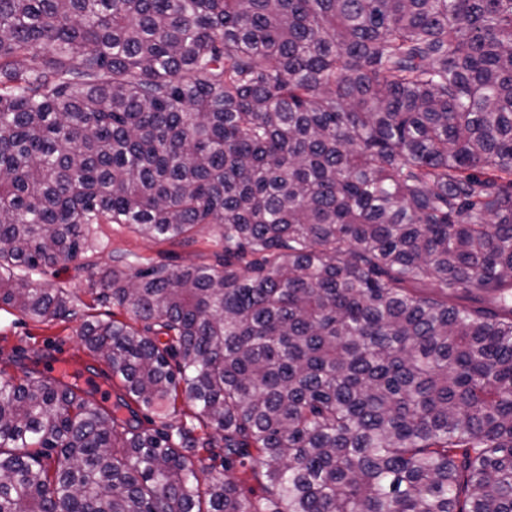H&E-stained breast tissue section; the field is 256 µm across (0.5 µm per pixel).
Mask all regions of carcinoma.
Segmentation results:
<instances>
[{
  "label": "carcinoma",
  "instance_id": "obj_1",
  "mask_svg": "<svg viewBox=\"0 0 512 512\" xmlns=\"http://www.w3.org/2000/svg\"><path fill=\"white\" fill-rule=\"evenodd\" d=\"M95 224L223 252L0 377V512H512V0H0V306Z\"/></svg>",
  "mask_w": 512,
  "mask_h": 512
}]
</instances>
